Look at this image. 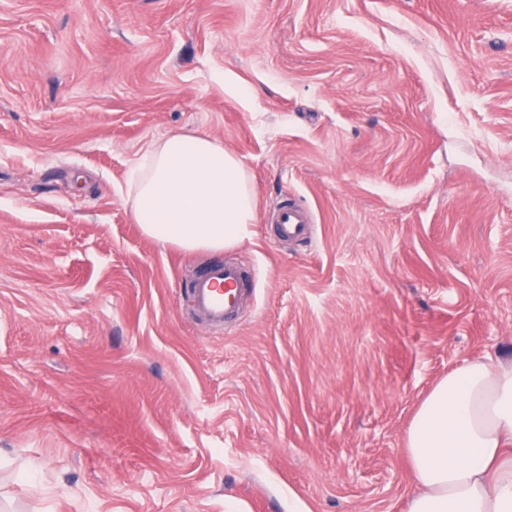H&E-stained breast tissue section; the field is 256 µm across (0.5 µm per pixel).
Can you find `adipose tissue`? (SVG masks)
<instances>
[{
    "label": "adipose tissue",
    "mask_w": 512,
    "mask_h": 512,
    "mask_svg": "<svg viewBox=\"0 0 512 512\" xmlns=\"http://www.w3.org/2000/svg\"><path fill=\"white\" fill-rule=\"evenodd\" d=\"M126 204L146 236L186 251L235 246L256 221L241 164L203 135L150 143ZM404 453L418 486L406 512H512V361L486 355L439 380Z\"/></svg>",
    "instance_id": "adipose-tissue-1"
}]
</instances>
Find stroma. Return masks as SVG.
<instances>
[{
  "label": "stroma",
  "instance_id": "35a3bbf8",
  "mask_svg": "<svg viewBox=\"0 0 512 512\" xmlns=\"http://www.w3.org/2000/svg\"><path fill=\"white\" fill-rule=\"evenodd\" d=\"M223 141L256 221L144 235L147 145ZM292 198L307 243H269ZM258 273L236 325L186 286ZM512 361V0H0V512H405L407 428Z\"/></svg>",
  "mask_w": 512,
  "mask_h": 512
}]
</instances>
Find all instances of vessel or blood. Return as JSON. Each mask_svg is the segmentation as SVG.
<instances>
[{"mask_svg": "<svg viewBox=\"0 0 512 512\" xmlns=\"http://www.w3.org/2000/svg\"><path fill=\"white\" fill-rule=\"evenodd\" d=\"M310 213L303 207L278 204L272 239L274 242H304L311 238ZM254 270L235 260L209 266L190 283L188 294L195 314L215 326H227L238 317L243 302L251 294Z\"/></svg>", "mask_w": 512, "mask_h": 512, "instance_id": "b4317fda", "label": "vessel or blood"}]
</instances>
